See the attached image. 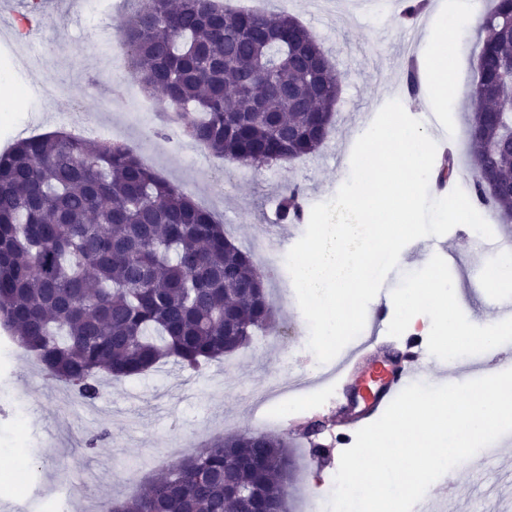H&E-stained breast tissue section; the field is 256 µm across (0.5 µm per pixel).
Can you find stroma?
<instances>
[{
  "label": "stroma",
  "instance_id": "35a3bbf8",
  "mask_svg": "<svg viewBox=\"0 0 512 512\" xmlns=\"http://www.w3.org/2000/svg\"><path fill=\"white\" fill-rule=\"evenodd\" d=\"M86 0H42L29 13L28 0H0V77L20 93L11 111H0V152L19 139L53 131L55 123L78 111L95 113L119 141L132 146L149 168L179 186L211 211L239 246L262 253L273 248L271 228L304 234L305 225L276 224L282 187L301 185L307 205L334 197L350 174L353 147L379 110L399 100L413 118L432 113L437 131L452 140L457 171L470 166V97L440 105L426 92H406L411 61L399 16L407 0H377L373 11L358 14L354 0H227L235 8L296 16L321 42L342 75L335 130L316 154L280 166L250 167L219 160L205 151L187 155L157 138L168 128L161 111L139 118L119 77L128 63L115 42L95 45L83 24ZM456 263L448 273L475 329H482L490 303L481 273L497 254L474 257L472 229L449 232ZM274 318L246 348L207 365L196 374L164 364L123 381H104L93 412L72 405L70 389L45 376L37 361L19 347L0 357V512H38L40 499L76 477L83 491L74 512H95L108 498L123 500L146 485L160 468H171L205 444L228 433L255 431L257 420L247 396L289 376L292 357L307 350L309 327L289 283L278 275L266 282ZM379 343L399 352L418 346L444 360L448 351L422 327H408L389 310ZM352 378L327 380L301 392L306 406L276 428L290 450L287 512H312L334 482L341 453L355 441L356 426L338 422L345 389ZM102 433L94 452L85 440ZM326 446L320 465H309L305 451ZM486 461L498 481L486 489L471 471L455 477L457 512H507L512 507V433L496 441Z\"/></svg>",
  "mask_w": 512,
  "mask_h": 512
}]
</instances>
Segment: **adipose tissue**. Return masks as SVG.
<instances>
[{
  "mask_svg": "<svg viewBox=\"0 0 512 512\" xmlns=\"http://www.w3.org/2000/svg\"><path fill=\"white\" fill-rule=\"evenodd\" d=\"M395 307L401 315L421 318L426 331L452 347L473 342L493 345L500 339L495 331L474 333L467 312L458 303L455 287L438 285L428 278L399 294Z\"/></svg>",
  "mask_w": 512,
  "mask_h": 512,
  "instance_id": "adipose-tissue-1",
  "label": "adipose tissue"
}]
</instances>
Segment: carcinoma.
<instances>
[{
	"label": "carcinoma",
	"mask_w": 512,
	"mask_h": 512,
	"mask_svg": "<svg viewBox=\"0 0 512 512\" xmlns=\"http://www.w3.org/2000/svg\"><path fill=\"white\" fill-rule=\"evenodd\" d=\"M480 91L470 116L476 204L512 223V0L479 21ZM128 73L164 91L183 134L255 167L308 157L330 138L341 76L286 11L222 0H144L121 28ZM304 194L281 195L284 224ZM266 273L215 216L123 143L58 131L0 154V326L47 376L92 403L100 373L120 381L171 362L197 370L271 322ZM288 441L241 432L211 443L102 512H282Z\"/></svg>",
	"instance_id": "obj_1"
}]
</instances>
